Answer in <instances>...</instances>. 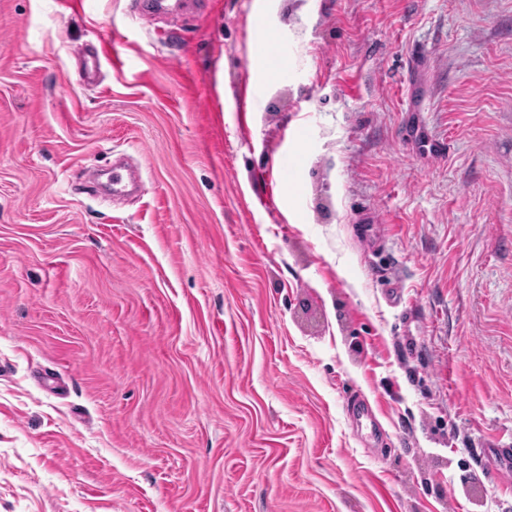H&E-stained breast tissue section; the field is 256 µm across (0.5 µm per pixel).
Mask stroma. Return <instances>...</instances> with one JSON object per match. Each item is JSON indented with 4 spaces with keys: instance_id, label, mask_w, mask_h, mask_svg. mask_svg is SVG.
Segmentation results:
<instances>
[{
    "instance_id": "obj_1",
    "label": "stroma",
    "mask_w": 512,
    "mask_h": 512,
    "mask_svg": "<svg viewBox=\"0 0 512 512\" xmlns=\"http://www.w3.org/2000/svg\"><path fill=\"white\" fill-rule=\"evenodd\" d=\"M137 2L0 0V512H512V0ZM78 53L81 56L80 81L87 85L93 84L97 80L101 69L100 56L97 52L84 49H79ZM511 459V463H510ZM488 465L502 481L510 482L512 477V448H492L488 455Z\"/></svg>"
}]
</instances>
